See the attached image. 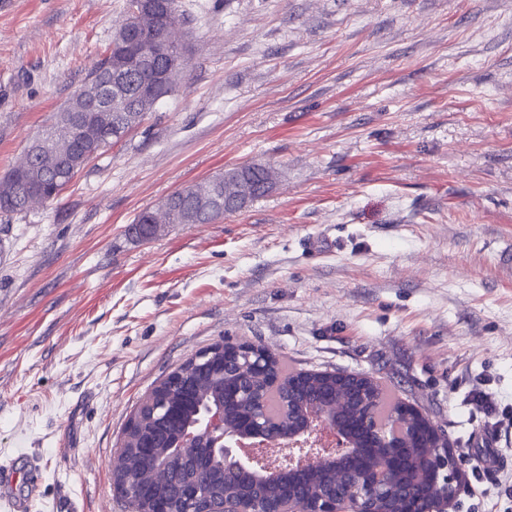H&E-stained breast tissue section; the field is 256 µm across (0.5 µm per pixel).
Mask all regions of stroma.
I'll return each mask as SVG.
<instances>
[{
	"label": "stroma",
	"mask_w": 512,
	"mask_h": 512,
	"mask_svg": "<svg viewBox=\"0 0 512 512\" xmlns=\"http://www.w3.org/2000/svg\"><path fill=\"white\" fill-rule=\"evenodd\" d=\"M127 8L0 0V174ZM178 9V91L57 200L0 213V461L39 464L31 512H126L112 459L140 400L245 340L419 407L466 460L455 512H512V0ZM253 163L279 177L242 211L130 234Z\"/></svg>",
	"instance_id": "35a3bbf8"
}]
</instances>
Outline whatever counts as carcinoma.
<instances>
[{
	"mask_svg": "<svg viewBox=\"0 0 512 512\" xmlns=\"http://www.w3.org/2000/svg\"><path fill=\"white\" fill-rule=\"evenodd\" d=\"M140 0H129L128 18L122 29L115 32L106 55L98 61L88 73L84 84L76 90L65 105L55 114L53 123L43 129L51 135L55 129L71 141L72 164L57 171H51L50 163L40 158V152L29 145L20 162L0 175V212L18 213L28 209L34 203H48L57 199L85 164L102 150L110 147L118 140H107L100 135L104 124V116L93 115L89 120L78 121L74 115L81 112V101L86 92L99 88L104 84L103 77L127 71L136 46L153 44L162 41V37L172 38L184 24V18L177 9L176 0H152L158 4L156 10L138 11ZM153 78V73L143 71L126 80L120 87L129 102L128 113L136 114L139 120L149 113L145 107L139 89L140 86ZM276 179V173L270 166L251 164L241 169H230L212 176L210 179L183 187L185 197L181 204L174 206L159 215L153 209H145L134 219L133 227L138 235L154 236L157 233L155 224H211L224 218V199L235 197L241 193L251 194L255 200L265 196L262 192L264 182ZM182 374V383L188 384L186 392H177L182 417L178 421H170L159 415L156 408L160 394L153 390L140 403L133 414L135 423L125 429L122 439V451L130 471L144 484L148 480L149 461L136 452L140 435L150 432L159 440L158 453L166 452V445L196 422L197 408L210 405L224 410V430L232 432L239 427L240 419L255 409V394H266L265 411L277 420L279 434L286 435L300 428L301 422L297 415L281 406V396L288 394L289 378L303 377V384L298 387V397L302 400H313L338 393L344 396L339 406L337 418L349 425L359 420L365 411L364 401L379 415L381 424L388 429L394 428L391 414L399 401L374 384L371 396L364 397L358 391H349L340 384L333 372L328 371H285L279 361H274L272 374H258L245 359L232 363L227 369L228 376L241 381L245 390L235 399L224 398V381L203 373L190 364L178 367ZM408 466L401 475V484L409 482L412 471L420 467L425 459L426 449L415 447V442L408 441ZM172 466L179 477H189L198 471L205 472L206 488L210 499L221 501L224 494H251L266 502L273 499H286L295 494H318L336 486V472L322 469L300 478L291 473L268 478L245 477L242 480L224 485V471L219 462L213 460L202 451L195 456L172 461Z\"/></svg>",
	"mask_w": 512,
	"mask_h": 512,
	"instance_id": "1",
	"label": "carcinoma"
}]
</instances>
